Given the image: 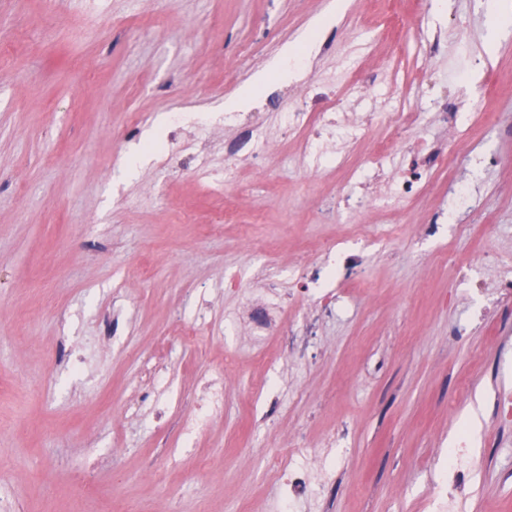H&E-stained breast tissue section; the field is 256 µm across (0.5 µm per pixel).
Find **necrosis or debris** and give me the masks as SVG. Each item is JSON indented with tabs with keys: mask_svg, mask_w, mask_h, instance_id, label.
I'll return each mask as SVG.
<instances>
[{
	"mask_svg": "<svg viewBox=\"0 0 512 512\" xmlns=\"http://www.w3.org/2000/svg\"><path fill=\"white\" fill-rule=\"evenodd\" d=\"M426 59L452 55L457 68L448 84L434 100L433 123L441 128L456 127L465 117L458 108L460 98L469 89L487 82L486 72L474 71L468 53H449L448 37L440 34L422 47ZM406 92L389 79L386 72L347 67L340 81L323 80L300 89L291 111L281 112L277 98H269L267 107L280 111L279 132L264 127L260 116H225L234 127L224 139L225 184L247 191L240 180L244 169L253 168L257 158L271 153L280 141H288L309 168L334 167L341 178L336 199L326 211L343 224L341 236L328 242L313 262L303 264L290 277L293 297L309 298L307 308L290 321H283L284 283L270 279L260 299L237 312L231 326L246 330L256 340L278 334L286 339L288 356L302 359L324 321L335 318L345 307L342 289L361 288L356 276L361 256L360 242H395L400 238L398 225L387 222L362 223L365 213L386 216L424 193L436 171L456 166L469 172L486 165V153L456 154L434 141L409 145L396 135L413 122L415 113L405 111ZM394 130L392 138L382 141L360 163H353L351 152L364 142L378 124ZM445 260L455 267L461 285L493 301L512 298V265L497 257L480 253L457 261L453 253ZM234 376V360L225 357L200 380L193 412L181 423L186 438L203 432L208 424L224 415V388ZM348 426L335 428L315 448L289 439L285 448L275 451L268 472L279 490L277 512H319L330 487L336 482V456ZM477 467V458L466 439H458L448 456V468L432 488L434 512H457L456 489L465 487Z\"/></svg>",
	"mask_w": 512,
	"mask_h": 512,
	"instance_id": "1",
	"label": "necrosis or debris"
}]
</instances>
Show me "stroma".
<instances>
[{
    "label": "stroma",
    "instance_id": "obj_1",
    "mask_svg": "<svg viewBox=\"0 0 512 512\" xmlns=\"http://www.w3.org/2000/svg\"><path fill=\"white\" fill-rule=\"evenodd\" d=\"M494 9L447 0L427 13L402 0V37L390 40L375 35L385 0H0L5 512H260L277 497L267 456L294 436L318 445L343 422L352 433L328 512H430L435 465L461 437L480 461L463 512H512V432L488 412L496 389L512 390V325L449 336L473 309L431 258L451 247L512 259V138L477 124L441 132L428 99L448 62L420 53L458 19L472 57L512 73V29ZM327 21L366 68L405 86L422 118L403 140L443 134L493 163L472 198L481 224L453 241L409 232L367 248L357 275L370 297L351 298L295 368L284 339L228 331L224 314L257 295L269 266L315 259L341 233L318 215L336 174L307 172L283 146L253 191L219 194L196 166L223 170L225 113L248 111L269 84L289 97L336 72L338 53L311 43ZM452 175H434L391 222L425 223ZM202 298L211 333L176 344ZM73 342L86 348L79 373ZM228 352L243 372L224 416L185 441L198 381ZM258 369L278 402L272 426L251 390ZM167 388L178 401L165 418L143 409L146 392Z\"/></svg>",
    "mask_w": 512,
    "mask_h": 512
}]
</instances>
